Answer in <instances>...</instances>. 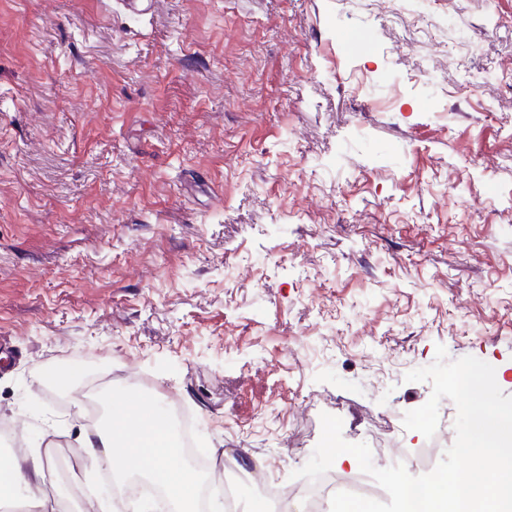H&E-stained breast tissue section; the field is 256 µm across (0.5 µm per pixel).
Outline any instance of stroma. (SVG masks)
<instances>
[{
	"label": "stroma",
	"mask_w": 512,
	"mask_h": 512,
	"mask_svg": "<svg viewBox=\"0 0 512 512\" xmlns=\"http://www.w3.org/2000/svg\"><path fill=\"white\" fill-rule=\"evenodd\" d=\"M512 395V0H0V417L48 369L194 410L243 486L420 446L409 382Z\"/></svg>",
	"instance_id": "1"
}]
</instances>
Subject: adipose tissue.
<instances>
[{
    "mask_svg": "<svg viewBox=\"0 0 512 512\" xmlns=\"http://www.w3.org/2000/svg\"><path fill=\"white\" fill-rule=\"evenodd\" d=\"M111 408L116 421L111 428L95 430L87 440L86 459L111 470L119 482L139 479L161 486L173 512H198L196 490L201 475L190 467L171 468L177 447L159 412L132 391L112 402ZM50 463L47 455H1L0 496L11 497L22 490L31 512H51L43 486V473Z\"/></svg>",
    "mask_w": 512,
    "mask_h": 512,
    "instance_id": "ef3b65f1",
    "label": "adipose tissue"
}]
</instances>
